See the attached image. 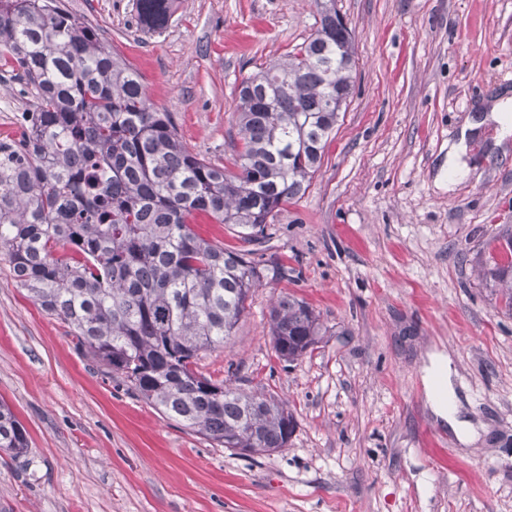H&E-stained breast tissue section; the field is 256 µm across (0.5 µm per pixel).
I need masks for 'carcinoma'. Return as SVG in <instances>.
Here are the masks:
<instances>
[{"mask_svg": "<svg viewBox=\"0 0 512 512\" xmlns=\"http://www.w3.org/2000/svg\"><path fill=\"white\" fill-rule=\"evenodd\" d=\"M332 0L320 25L238 87L241 150L229 173L188 149L139 75L60 0H0V60L35 91L18 141H0V250L18 285L82 350L168 418L224 448L288 443V407L196 370L224 347L265 278L251 250L228 251L193 227L205 217L257 241L305 194L356 78L351 33ZM172 0H138L160 30ZM480 277L512 309V230L494 236ZM273 349L292 362L320 342L302 299L270 311ZM0 403V449L28 453Z\"/></svg>", "mask_w": 512, "mask_h": 512, "instance_id": "obj_1", "label": "carcinoma"}]
</instances>
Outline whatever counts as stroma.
<instances>
[{"label": "stroma", "instance_id": "stroma-1", "mask_svg": "<svg viewBox=\"0 0 512 512\" xmlns=\"http://www.w3.org/2000/svg\"><path fill=\"white\" fill-rule=\"evenodd\" d=\"M140 75L179 138L212 163L241 148L244 77L309 37L314 0H176L161 30L136 0H63ZM357 75L306 194L253 243L265 279L205 376L273 393L294 417L280 451L215 446L79 350L0 252V401L29 437L0 450V512H512V312L477 271L512 228V137L484 120L512 94V0H336ZM28 98L0 65V140ZM483 124L467 132L475 119ZM465 142L468 177L448 182ZM304 299L322 338L277 359L269 311ZM451 362L460 442L423 368Z\"/></svg>", "mask_w": 512, "mask_h": 512}]
</instances>
